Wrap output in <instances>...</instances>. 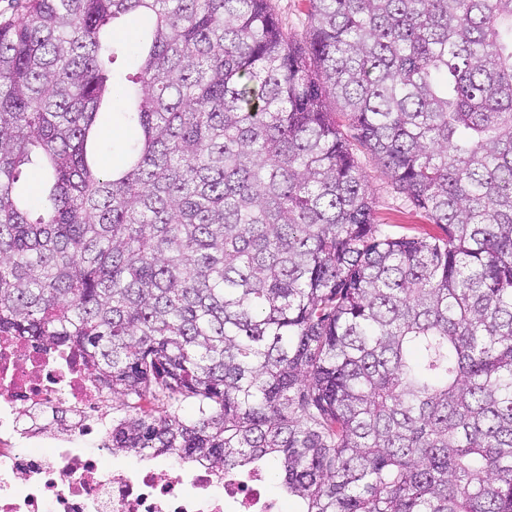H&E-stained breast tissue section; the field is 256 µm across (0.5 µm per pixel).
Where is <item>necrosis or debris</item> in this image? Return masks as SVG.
<instances>
[{
    "mask_svg": "<svg viewBox=\"0 0 512 512\" xmlns=\"http://www.w3.org/2000/svg\"><path fill=\"white\" fill-rule=\"evenodd\" d=\"M111 414L107 392L80 359L47 341L0 336V512H282L258 470L106 465L70 447Z\"/></svg>",
    "mask_w": 512,
    "mask_h": 512,
    "instance_id": "1",
    "label": "necrosis or debris"
}]
</instances>
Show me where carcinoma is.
Instances as JSON below:
<instances>
[{
	"mask_svg": "<svg viewBox=\"0 0 512 512\" xmlns=\"http://www.w3.org/2000/svg\"><path fill=\"white\" fill-rule=\"evenodd\" d=\"M308 2L301 44L270 0L0 22V334L86 361L114 453L273 457L303 512H512V0ZM331 98L442 234L375 223ZM102 123L105 135L99 143L102 166L109 169L123 161V145L129 136L127 127L120 120L121 104L114 103L103 110Z\"/></svg>",
	"mask_w": 512,
	"mask_h": 512,
	"instance_id": "1",
	"label": "carcinoma"
}]
</instances>
